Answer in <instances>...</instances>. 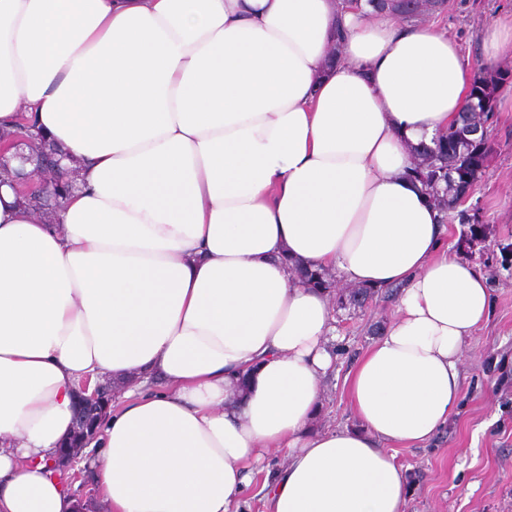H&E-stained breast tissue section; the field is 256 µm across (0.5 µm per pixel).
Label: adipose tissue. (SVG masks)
I'll return each mask as SVG.
<instances>
[{
	"instance_id": "adipose-tissue-1",
	"label": "adipose tissue",
	"mask_w": 512,
	"mask_h": 512,
	"mask_svg": "<svg viewBox=\"0 0 512 512\" xmlns=\"http://www.w3.org/2000/svg\"><path fill=\"white\" fill-rule=\"evenodd\" d=\"M471 78L434 25L341 0H0V132L35 115L77 183L44 216L0 173V512H74L86 378L120 389L96 512H240L257 469L264 512H406L397 451L459 414L493 308L411 174ZM290 258L397 290L350 424H313L342 338Z\"/></svg>"
}]
</instances>
